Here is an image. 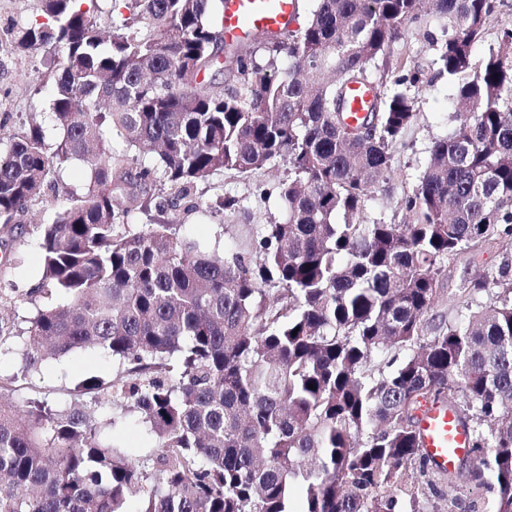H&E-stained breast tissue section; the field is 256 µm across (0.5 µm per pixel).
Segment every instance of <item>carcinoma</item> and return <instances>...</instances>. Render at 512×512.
<instances>
[{"instance_id":"1","label":"carcinoma","mask_w":512,"mask_h":512,"mask_svg":"<svg viewBox=\"0 0 512 512\" xmlns=\"http://www.w3.org/2000/svg\"><path fill=\"white\" fill-rule=\"evenodd\" d=\"M87 1L43 0L45 21L15 32L53 81V133L0 136V224L70 163L90 175L41 225L27 297L47 302L22 326L0 321V342H22L27 375L86 349L126 368L88 382L92 406L34 397L20 411L0 384V512H129L133 498L137 512H294L296 486L300 512H512V262L464 281L454 319L433 313L445 261L512 250V28L472 67L509 0H316L299 29L246 47L224 41V0H113L107 29ZM431 20L427 69L373 79ZM427 71L460 79L458 125L400 200L411 221L366 224ZM351 80L378 92L366 139L346 122ZM278 159L282 209L256 253L221 258L182 234L198 182ZM161 198L160 219L127 229ZM116 397L157 442L147 465L101 436ZM430 401L470 429L461 468L420 448ZM461 481L485 496L462 497ZM504 28H512V11L508 7L495 11L489 18L483 38L474 52V67L481 65L490 49L498 50L499 33Z\"/></svg>"}]
</instances>
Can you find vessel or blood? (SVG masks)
Returning a JSON list of instances; mask_svg holds the SVG:
<instances>
[{
  "mask_svg": "<svg viewBox=\"0 0 512 512\" xmlns=\"http://www.w3.org/2000/svg\"><path fill=\"white\" fill-rule=\"evenodd\" d=\"M298 11V0H224L225 40H240L258 34H277L289 29ZM377 98L368 83H349L345 90V110L352 119L371 112ZM418 440L431 464L440 470L454 464L471 450V436L448 404L429 403L423 408Z\"/></svg>",
  "mask_w": 512,
  "mask_h": 512,
  "instance_id": "b4317fda",
  "label": "vessel or blood"
}]
</instances>
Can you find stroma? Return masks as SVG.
Masks as SVG:
<instances>
[{
	"label": "stroma",
	"instance_id": "obj_1",
	"mask_svg": "<svg viewBox=\"0 0 512 512\" xmlns=\"http://www.w3.org/2000/svg\"><path fill=\"white\" fill-rule=\"evenodd\" d=\"M44 19L42 0H0V134L20 131L30 122L48 123V91H36L33 80L40 67L39 54H19L11 45L12 32L20 25ZM427 28L409 26L403 40L392 49L389 63L414 65L433 53ZM455 87L447 77L432 78L417 93V117L392 150V173L371 189L364 211V222L383 220L403 223L406 214L398 202L418 184L429 162L432 142L448 135L456 126L451 108ZM288 178L280 162L264 169L240 174L218 171L198 183L195 193L199 208L184 213L186 236L206 251H250L260 239L263 226L281 207L280 187ZM238 202L235 210L223 211L224 198ZM61 207L54 190L33 202L20 223L0 230V316L18 322L33 311L23 295L34 288L42 273L40 227L52 223ZM505 258L497 249H481L447 263L440 276L441 293L435 313L453 316L452 298L465 279L497 267ZM121 371L118 360L94 350H77L47 361L39 374L23 375L18 354L0 355V382L11 383L13 400L24 405L31 397H48L64 404L78 385L92 377L110 379Z\"/></svg>",
	"mask_w": 512,
	"mask_h": 512
}]
</instances>
